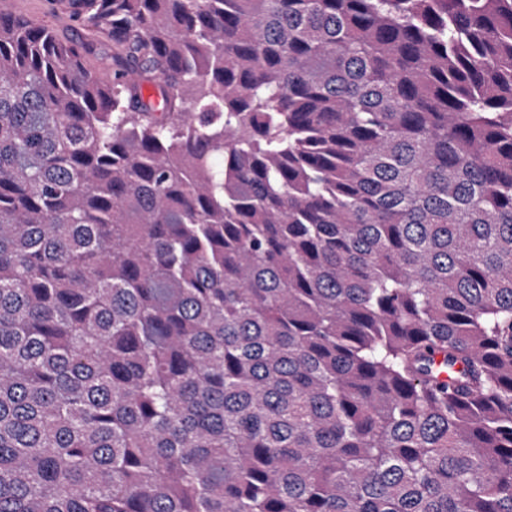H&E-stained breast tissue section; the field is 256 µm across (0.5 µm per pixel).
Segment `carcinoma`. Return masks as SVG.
I'll return each instance as SVG.
<instances>
[{"instance_id": "1", "label": "carcinoma", "mask_w": 512, "mask_h": 512, "mask_svg": "<svg viewBox=\"0 0 512 512\" xmlns=\"http://www.w3.org/2000/svg\"><path fill=\"white\" fill-rule=\"evenodd\" d=\"M55 2L0 13V512H512V0ZM1 1V0H0ZM11 0L0 2V12H9L12 9ZM13 11L26 14L28 16L43 19L53 25L60 34L74 35L76 27L72 21H69L58 8L56 12H50V4L47 0H14Z\"/></svg>"}]
</instances>
